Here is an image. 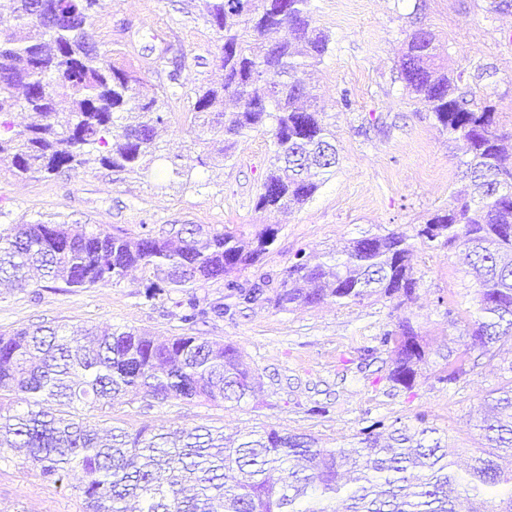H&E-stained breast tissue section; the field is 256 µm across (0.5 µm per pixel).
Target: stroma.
I'll return each mask as SVG.
<instances>
[{
  "label": "stroma",
  "mask_w": 512,
  "mask_h": 512,
  "mask_svg": "<svg viewBox=\"0 0 512 512\" xmlns=\"http://www.w3.org/2000/svg\"><path fill=\"white\" fill-rule=\"evenodd\" d=\"M315 5L313 24L329 34L330 44L312 84L335 132L340 161L309 202L285 211L257 208V192L270 168L266 133L241 138L230 159L215 154L198 162L193 90L222 79L213 61L218 36L204 21L199 0H99L90 19L98 49L116 65L132 68L143 91L164 102L159 150L146 169L135 172L95 163L23 180L2 163L0 229L38 222L101 224L133 236L147 226L166 237L200 224L250 237L265 226L277 228L269 250L241 272L244 280L281 275L301 250L315 260L351 239L390 232L415 236L464 188L467 155L463 141L442 132L399 80L406 35L414 23L427 26L449 68L465 76L492 68V77L479 79L477 90L495 106L498 133L511 144L512 10L492 12L490 0H315ZM170 44L183 53L176 89L167 80ZM174 157L184 176L170 174ZM414 276L415 299L405 304L373 297L290 311L252 306L233 319L192 328L173 316L166 297H147L148 275L140 269L119 285L86 289L57 282L35 293L0 282V331L53 322L131 328L159 341L189 332L236 345L259 378L256 396L234 406L172 400L148 408L130 395L107 415L86 411L91 421L103 417L127 428L171 430L209 426L228 433L273 427L346 447L367 427L385 433L395 422L410 424L424 413L464 460L481 442L480 399L512 366V345H502L493 360L456 383L441 382L450 358L467 363L480 353L465 334L477 314L476 284L456 244H417ZM405 320L429 344L427 361L409 389L389 381L388 351L377 349L370 360L363 355L383 330ZM317 404L325 414L313 413ZM81 482L78 470L53 485L28 466L1 465L0 512H83Z\"/></svg>",
  "instance_id": "stroma-1"
}]
</instances>
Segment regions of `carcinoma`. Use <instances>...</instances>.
I'll return each instance as SVG.
<instances>
[{
  "mask_svg": "<svg viewBox=\"0 0 512 512\" xmlns=\"http://www.w3.org/2000/svg\"><path fill=\"white\" fill-rule=\"evenodd\" d=\"M13 28L0 30V163L22 179L100 163L117 172L143 169L155 146L162 105L139 89L135 72L116 67L89 48L87 25L97 0H45L65 18L53 27L30 0H8ZM205 18L219 35L214 61L218 86L194 92L199 126L221 136L216 152L228 158L238 140L264 129L272 169L258 195L259 209L303 205L334 173V132L307 76L328 52L329 36L312 25L314 0H203ZM464 73L437 53L434 33L408 35L399 79L449 136L464 139L470 196H457L417 236L459 244L476 279L479 316L466 325L483 355L512 342V154L496 133L497 112L467 99ZM26 110L36 120L14 129L8 116ZM173 245L150 230L135 236L100 226L81 232L67 224H16L0 232V279L29 285L28 272L71 288L114 286L128 271L150 272V297L178 295L174 315L194 326L233 318L242 306L280 310L328 301L359 303L372 296L415 298V246L400 233L353 239L312 264L299 253L276 280L262 274L241 281L277 237L267 226L252 238L230 231L185 229ZM223 283L224 299L205 302L199 283ZM370 357L388 348L389 380L412 388L426 362V343L408 322L375 337ZM256 386L239 349L202 336L157 343L124 330L103 336L91 328L70 333L32 325L0 333V464L20 459L56 484L83 473V512H456L459 494L488 512H512V377L487 391L479 429L485 446L464 470L448 442L424 414L380 439L373 430L350 448L323 439L266 429L244 437L198 426L174 432L97 425L78 415L102 413L128 391L156 403H239ZM24 395L26 409L3 403Z\"/></svg>",
  "mask_w": 512,
  "mask_h": 512,
  "instance_id": "obj_1",
  "label": "carcinoma"
}]
</instances>
